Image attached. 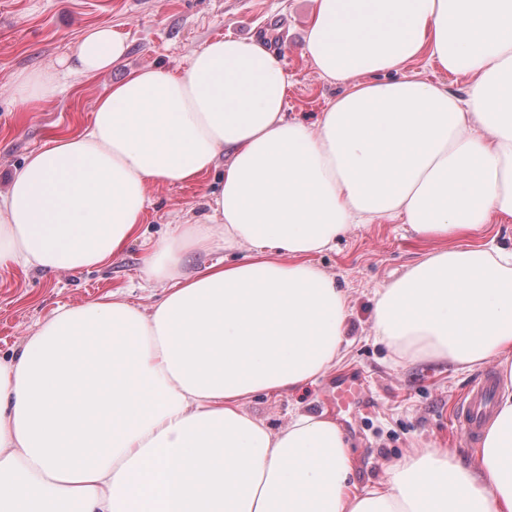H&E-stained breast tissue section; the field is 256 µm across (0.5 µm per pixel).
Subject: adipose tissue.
Instances as JSON below:
<instances>
[{
	"label": "adipose tissue",
	"instance_id": "ef3b65f1",
	"mask_svg": "<svg viewBox=\"0 0 512 512\" xmlns=\"http://www.w3.org/2000/svg\"><path fill=\"white\" fill-rule=\"evenodd\" d=\"M126 51L91 28L62 71ZM304 54L344 85L314 124L288 118L261 41L217 39L181 72L133 70L0 192V266L75 272L124 250L152 187L230 158L208 223L144 260L159 302L57 310L0 358V512H512L510 390L471 464L419 448L365 491L335 421L274 429L245 408L345 358L348 296L311 258L382 222L455 244L376 291L377 340L403 363L498 361L512 382V248L467 242L512 219V0H314ZM420 58L473 81L406 75ZM191 254L208 263L182 274Z\"/></svg>",
	"mask_w": 512,
	"mask_h": 512
}]
</instances>
